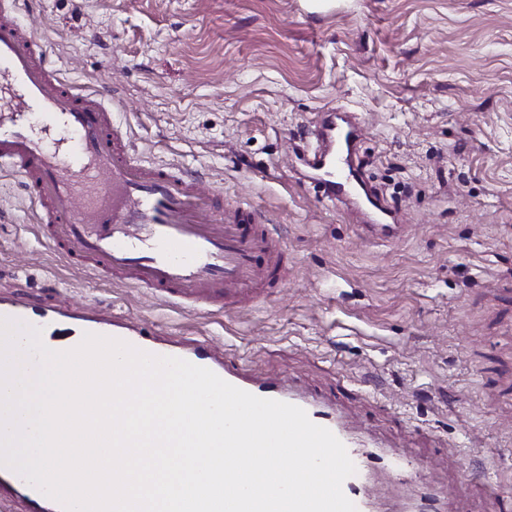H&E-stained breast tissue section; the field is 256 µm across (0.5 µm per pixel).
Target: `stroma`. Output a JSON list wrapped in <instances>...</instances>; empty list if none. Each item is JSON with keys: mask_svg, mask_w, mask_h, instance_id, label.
<instances>
[{"mask_svg": "<svg viewBox=\"0 0 512 512\" xmlns=\"http://www.w3.org/2000/svg\"><path fill=\"white\" fill-rule=\"evenodd\" d=\"M18 19L62 77L109 88L141 162L259 209L288 277L194 311L95 279L0 168V303L67 315L73 336L102 318L200 340L333 410L373 465L376 512L429 491L438 512H512V0H28ZM332 114L394 235L323 199L306 155ZM400 451L410 476L387 465Z\"/></svg>", "mask_w": 512, "mask_h": 512, "instance_id": "1", "label": "stroma"}]
</instances>
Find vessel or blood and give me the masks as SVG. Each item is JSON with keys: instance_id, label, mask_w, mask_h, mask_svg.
I'll list each match as a JSON object with an SVG mask.
<instances>
[{"instance_id": "1", "label": "vessel or blood", "mask_w": 512, "mask_h": 512, "mask_svg": "<svg viewBox=\"0 0 512 512\" xmlns=\"http://www.w3.org/2000/svg\"><path fill=\"white\" fill-rule=\"evenodd\" d=\"M23 3L0 0V79L19 101L17 111L0 114V165L20 176L46 243L74 267L150 289L184 308L227 306L252 289L278 287L288 271L286 249L269 237L255 210L201 194L188 171L139 161L112 119L107 94L62 78L19 23ZM311 163L330 201L357 194L343 151L315 149ZM127 342L304 409L344 444L356 467L343 484L346 497L357 512H373L370 467L336 415L280 386L246 381L232 361H217L204 344L181 351L143 336Z\"/></svg>"}]
</instances>
